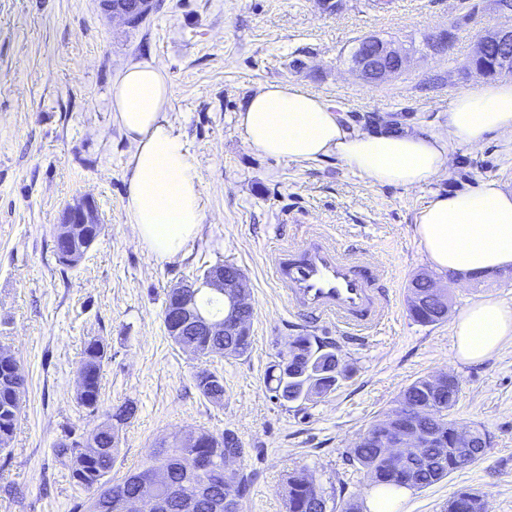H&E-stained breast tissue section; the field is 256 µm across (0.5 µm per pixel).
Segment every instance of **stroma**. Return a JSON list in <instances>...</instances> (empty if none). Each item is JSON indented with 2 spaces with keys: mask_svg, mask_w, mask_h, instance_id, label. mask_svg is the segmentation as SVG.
<instances>
[{
  "mask_svg": "<svg viewBox=\"0 0 512 512\" xmlns=\"http://www.w3.org/2000/svg\"><path fill=\"white\" fill-rule=\"evenodd\" d=\"M500 20L490 0H154L129 25L100 0H0V345L27 379L10 451L0 453V512H76L85 498L53 446L79 437L105 412L133 403L119 427L113 472L141 466L173 433L233 431L252 477L242 512H285L289 472L312 474L337 501L365 502L369 480L348 451L415 379L457 375L458 422L479 424L491 446L482 460L401 501L399 512H442L460 487L476 490L487 512H512V337L477 363L459 360L451 322L423 326L409 315L408 288L420 272L448 284L452 313L492 295L512 303V272L480 279L432 269L416 236V216L433 194L497 181L512 188V145L487 135L458 147L447 175L412 189L372 183L336 157L289 162L249 146L238 115L269 83H297L341 112L397 116L401 128L439 129L459 93L484 84L468 61L478 33ZM457 25L454 46L435 55L427 35ZM409 44L406 73L366 85L344 60L358 38ZM152 63L169 76V119L180 126L201 181L204 221L188 249L156 260L139 242L126 204L130 143L114 119L111 90L121 69ZM91 197L102 234L74 267L59 263L54 233L64 206ZM360 251L384 272L389 301L382 325L351 335L293 310L271 277L274 249L306 228ZM242 269L254 314L243 356L211 358L224 379L213 403L196 387L197 362L168 337L167 290L208 267ZM310 333L337 346L349 371L328 395L296 405L267 387L270 366L289 340ZM106 357L100 411L76 401L86 341Z\"/></svg>",
  "mask_w": 512,
  "mask_h": 512,
  "instance_id": "1",
  "label": "stroma"
}]
</instances>
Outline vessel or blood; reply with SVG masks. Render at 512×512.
Returning a JSON list of instances; mask_svg holds the SVG:
<instances>
[{
  "mask_svg": "<svg viewBox=\"0 0 512 512\" xmlns=\"http://www.w3.org/2000/svg\"><path fill=\"white\" fill-rule=\"evenodd\" d=\"M380 276L365 256L326 243L280 245L274 250L272 277L290 305L357 333L376 328L387 316L375 286Z\"/></svg>",
  "mask_w": 512,
  "mask_h": 512,
  "instance_id": "obj_1",
  "label": "vessel or blood"
}]
</instances>
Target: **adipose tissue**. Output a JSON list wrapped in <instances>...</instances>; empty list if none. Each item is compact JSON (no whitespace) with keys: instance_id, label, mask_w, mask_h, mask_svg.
Segmentation results:
<instances>
[{"instance_id":"ef3b65f1","label":"adipose tissue","mask_w":512,"mask_h":512,"mask_svg":"<svg viewBox=\"0 0 512 512\" xmlns=\"http://www.w3.org/2000/svg\"><path fill=\"white\" fill-rule=\"evenodd\" d=\"M170 100L166 74L151 64L124 67L113 87L114 117L133 146L127 209L139 242L160 261L184 252L204 221L200 178L180 127L167 116ZM239 125L246 143L268 156L310 162L334 155L373 183L414 188L447 173L455 147L479 146L491 132L512 142V82L458 95L439 133L347 130L339 112L293 83L260 88ZM416 235L437 271L512 270V192L487 181L434 194L416 218ZM452 330L459 360H484L512 336V305L475 300Z\"/></svg>"}]
</instances>
